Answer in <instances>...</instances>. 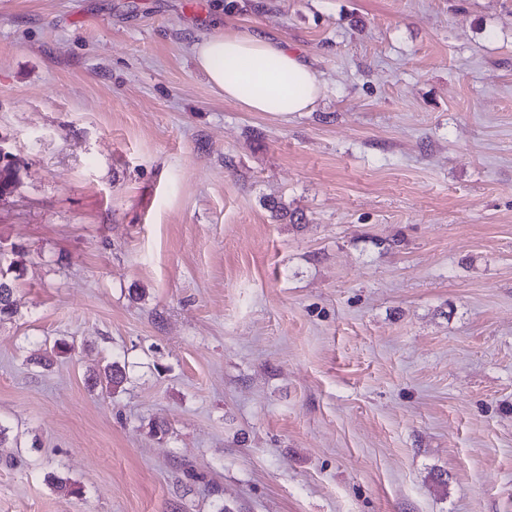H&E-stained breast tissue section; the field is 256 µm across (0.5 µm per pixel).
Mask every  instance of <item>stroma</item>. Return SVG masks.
<instances>
[{
	"instance_id": "1",
	"label": "stroma",
	"mask_w": 512,
	"mask_h": 512,
	"mask_svg": "<svg viewBox=\"0 0 512 512\" xmlns=\"http://www.w3.org/2000/svg\"><path fill=\"white\" fill-rule=\"evenodd\" d=\"M0 146V512H512V0H0ZM193 52L210 85L248 112H306L323 92L316 70L286 44L248 30L204 37Z\"/></svg>"
}]
</instances>
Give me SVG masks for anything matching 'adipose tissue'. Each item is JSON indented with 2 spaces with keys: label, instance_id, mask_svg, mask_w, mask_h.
Returning <instances> with one entry per match:
<instances>
[{
  "label": "adipose tissue",
  "instance_id": "adipose-tissue-1",
  "mask_svg": "<svg viewBox=\"0 0 512 512\" xmlns=\"http://www.w3.org/2000/svg\"><path fill=\"white\" fill-rule=\"evenodd\" d=\"M193 52L210 85L249 112H305L323 92L316 70L286 44L247 30L205 37Z\"/></svg>",
  "mask_w": 512,
  "mask_h": 512
}]
</instances>
